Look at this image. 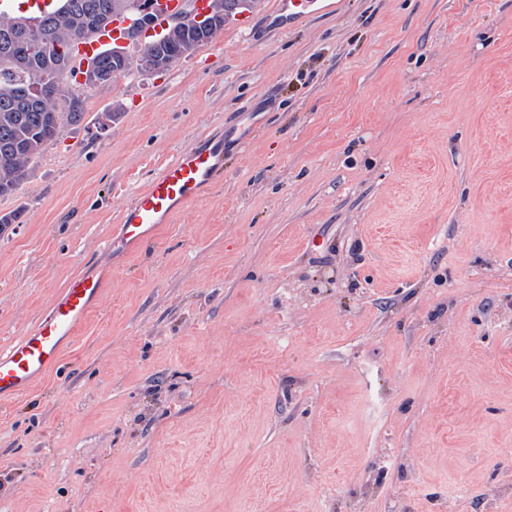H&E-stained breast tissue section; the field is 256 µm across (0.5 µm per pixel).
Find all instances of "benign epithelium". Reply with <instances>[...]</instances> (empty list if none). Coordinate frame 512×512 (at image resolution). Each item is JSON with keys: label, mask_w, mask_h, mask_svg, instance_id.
<instances>
[{"label": "benign epithelium", "mask_w": 512, "mask_h": 512, "mask_svg": "<svg viewBox=\"0 0 512 512\" xmlns=\"http://www.w3.org/2000/svg\"><path fill=\"white\" fill-rule=\"evenodd\" d=\"M194 2L195 0H185L183 10L173 15L168 24L155 34L151 53L140 55V69L143 74L153 75L167 66L164 55L173 37H178L184 46V53L188 54L197 46L198 35L204 30L222 26L236 15L254 11L258 0H209L207 9L201 12L194 8ZM67 11L82 13L81 24L77 28L74 40L76 51L79 53L86 47L93 34L111 30L115 18L128 20L127 25L113 38L112 50L109 51L112 56V69H101L98 65V56L95 54H89L84 58L79 72L80 83L90 88L112 82L116 74L130 62L126 45L140 41L143 35L155 27L152 3L148 0L136 9L118 3L112 6L110 12L93 11L81 0H70ZM34 35L38 36L39 40L29 43L30 51L46 67L58 70L70 68L72 55L66 54L65 49L58 44L48 40L41 41V38L45 37L42 21L19 19L14 22L12 37Z\"/></svg>", "instance_id": "7a95c632"}]
</instances>
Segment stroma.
<instances>
[{
	"instance_id": "1",
	"label": "stroma",
	"mask_w": 512,
	"mask_h": 512,
	"mask_svg": "<svg viewBox=\"0 0 512 512\" xmlns=\"http://www.w3.org/2000/svg\"><path fill=\"white\" fill-rule=\"evenodd\" d=\"M274 8L75 88L82 122L0 196V348L111 272L0 402V512H512V0H345L284 32ZM251 115L202 201L106 252ZM225 137L184 148L146 188L136 194L121 217V234L106 242L111 253L128 254L148 243L159 224H169L188 204L198 201L224 171Z\"/></svg>"
}]
</instances>
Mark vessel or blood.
Returning <instances> with one entry per match:
<instances>
[{
    "label": "vessel or blood",
    "instance_id": "b4317fda",
    "mask_svg": "<svg viewBox=\"0 0 512 512\" xmlns=\"http://www.w3.org/2000/svg\"><path fill=\"white\" fill-rule=\"evenodd\" d=\"M23 6L27 11H53L57 0H0V11ZM328 0H278L277 25L325 14ZM225 139L218 136L184 148L124 209L120 235L106 242L109 252L126 254L148 243L159 225L168 224L188 204L198 201L224 170ZM103 278L80 273L69 279L47 313L0 352V399L21 396L48 371L59 366L88 313L100 303Z\"/></svg>",
    "mask_w": 512,
    "mask_h": 512
}]
</instances>
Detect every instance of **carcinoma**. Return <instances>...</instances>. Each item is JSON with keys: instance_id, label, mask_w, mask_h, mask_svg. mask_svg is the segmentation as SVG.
I'll return each instance as SVG.
<instances>
[{"instance_id": "cac0c4a2", "label": "carcinoma", "mask_w": 512, "mask_h": 512, "mask_svg": "<svg viewBox=\"0 0 512 512\" xmlns=\"http://www.w3.org/2000/svg\"><path fill=\"white\" fill-rule=\"evenodd\" d=\"M25 82L47 89L42 99L19 103L11 85ZM67 73L44 68L34 56L19 57L0 49V195L11 193L30 165L53 144L62 128L79 124L84 112L69 96Z\"/></svg>"}]
</instances>
